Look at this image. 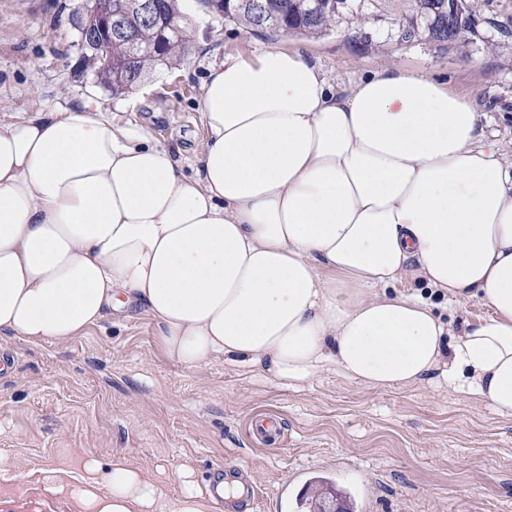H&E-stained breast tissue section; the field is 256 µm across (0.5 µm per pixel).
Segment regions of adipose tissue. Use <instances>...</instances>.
<instances>
[{
	"instance_id": "ef3b65f1",
	"label": "adipose tissue",
	"mask_w": 512,
	"mask_h": 512,
	"mask_svg": "<svg viewBox=\"0 0 512 512\" xmlns=\"http://www.w3.org/2000/svg\"><path fill=\"white\" fill-rule=\"evenodd\" d=\"M185 174L145 125L93 102L0 121V335L65 344L143 313L166 353L304 385L333 368L370 387L439 372L512 417V159L473 99L388 67L346 88L297 47L208 70ZM415 276L489 306L455 343ZM181 496L123 460L53 490L86 512H216L236 486Z\"/></svg>"
}]
</instances>
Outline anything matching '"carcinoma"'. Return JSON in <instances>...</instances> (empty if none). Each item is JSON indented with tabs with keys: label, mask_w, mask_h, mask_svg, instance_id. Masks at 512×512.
Listing matches in <instances>:
<instances>
[{
	"label": "carcinoma",
	"mask_w": 512,
	"mask_h": 512,
	"mask_svg": "<svg viewBox=\"0 0 512 512\" xmlns=\"http://www.w3.org/2000/svg\"><path fill=\"white\" fill-rule=\"evenodd\" d=\"M254 0H219L216 8L224 20L243 25L257 34L270 35H325L335 28L348 32L362 30L364 24L375 20H391L398 37L404 42L427 37L448 49L460 50L472 43L477 34L475 5L463 0L453 25H447L450 0H409L407 8L392 13V0H327V6L314 8V0H268L270 10L260 13L252 7ZM136 32V42L112 37L108 48L112 54V73H100L98 78L121 94L129 89L125 71L127 63L145 76L161 65H168L185 56L187 41L181 32L169 31L168 40L161 44L157 24L135 16L126 19ZM336 487L327 480L319 481L311 493L309 512H322L320 504Z\"/></svg>",
	"instance_id": "1"
}]
</instances>
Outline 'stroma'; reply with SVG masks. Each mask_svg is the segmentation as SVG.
I'll list each match as a JSON object with an SVG mask.
<instances>
[{"label":"stroma","mask_w":512,"mask_h":512,"mask_svg":"<svg viewBox=\"0 0 512 512\" xmlns=\"http://www.w3.org/2000/svg\"><path fill=\"white\" fill-rule=\"evenodd\" d=\"M85 0H0V121L84 100L114 122L144 123L178 149L191 171L203 136L196 102L208 68L263 50L267 38L179 0L189 53L122 95L96 83L77 23ZM479 37L467 55L423 38L399 41L388 21L359 38L339 29L284 36L316 58L332 86L391 66L448 83L473 98L487 133L512 152V0H479ZM0 512H79L52 490L54 470L124 458L166 481L191 464L207 489L217 464L254 491L251 512H297L310 484L331 479L351 512H512V417L455 392L439 375L395 388H366L334 371L303 387L218 358L187 367L165 354L145 315L115 313L65 345L0 337ZM283 421L275 442L250 433L258 414Z\"/></svg>","instance_id":"35a3bbf8"}]
</instances>
